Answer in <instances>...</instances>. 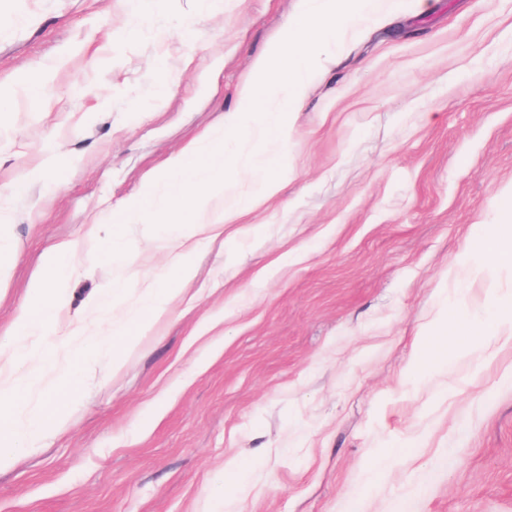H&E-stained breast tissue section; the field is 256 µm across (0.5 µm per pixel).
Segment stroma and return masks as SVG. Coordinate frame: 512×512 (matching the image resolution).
I'll return each instance as SVG.
<instances>
[{
  "label": "stroma",
  "mask_w": 512,
  "mask_h": 512,
  "mask_svg": "<svg viewBox=\"0 0 512 512\" xmlns=\"http://www.w3.org/2000/svg\"><path fill=\"white\" fill-rule=\"evenodd\" d=\"M298 3L0 0V343L47 245L76 248L61 334L94 338L112 284L119 317L172 275L193 225L130 220L111 259L108 224L227 125ZM40 72L41 110L17 90ZM284 167L276 197L195 235L167 314L0 468V512H512V342L413 369L448 314L482 321L512 296V267L450 272L512 188V0H404L363 22L313 74ZM194 243L189 242V238L178 241L173 248L172 264L179 272V281H188L192 278L193 270L190 261V254L194 250Z\"/></svg>",
  "instance_id": "1"
}]
</instances>
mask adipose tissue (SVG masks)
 I'll return each instance as SVG.
<instances>
[{"label":"adipose tissue","mask_w":512,"mask_h":512,"mask_svg":"<svg viewBox=\"0 0 512 512\" xmlns=\"http://www.w3.org/2000/svg\"><path fill=\"white\" fill-rule=\"evenodd\" d=\"M479 252L486 267H512V223L494 225L483 236ZM74 255L69 243L45 250L43 273L32 281L19 309L17 333L51 335L55 313L68 301ZM172 292L170 279L148 283L139 308L108 329L113 350L134 346L149 325L166 313ZM451 323L466 330L473 342L485 345L497 338L503 326L512 325V303L494 299L490 318L479 324L464 313ZM98 351V345L79 344L73 361L63 366L51 348L34 351L23 344L0 345V467L12 463L24 449L36 447L62 423L65 407L80 397Z\"/></svg>","instance_id":"1"}]
</instances>
